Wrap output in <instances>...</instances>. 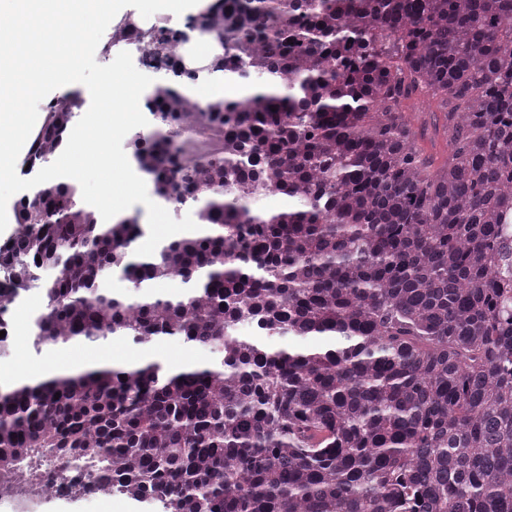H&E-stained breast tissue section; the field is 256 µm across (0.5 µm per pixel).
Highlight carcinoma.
Listing matches in <instances>:
<instances>
[{"instance_id":"carcinoma-1","label":"carcinoma","mask_w":512,"mask_h":512,"mask_svg":"<svg viewBox=\"0 0 512 512\" xmlns=\"http://www.w3.org/2000/svg\"><path fill=\"white\" fill-rule=\"evenodd\" d=\"M114 46L162 74L134 154L199 230L137 256V217L57 178L22 197L0 268L45 298L38 350L176 338L219 359L0 384V470L54 451L63 496L109 481L161 512H512V0H213L181 28L123 21ZM228 74L249 92L207 102L200 150L188 87ZM68 99L24 173L63 150ZM267 195L297 205L250 207ZM116 269L136 295L104 288ZM164 279L184 288L153 295Z\"/></svg>"}]
</instances>
